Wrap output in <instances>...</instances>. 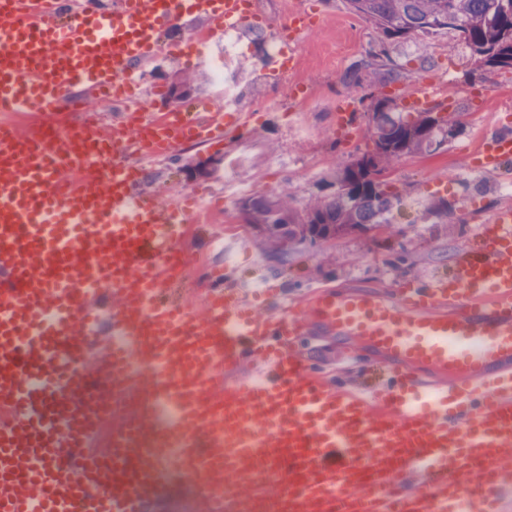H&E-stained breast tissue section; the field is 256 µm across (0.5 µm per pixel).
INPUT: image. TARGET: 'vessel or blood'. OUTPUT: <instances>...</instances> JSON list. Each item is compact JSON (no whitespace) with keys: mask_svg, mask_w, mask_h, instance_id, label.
Wrapping results in <instances>:
<instances>
[{"mask_svg":"<svg viewBox=\"0 0 512 512\" xmlns=\"http://www.w3.org/2000/svg\"><path fill=\"white\" fill-rule=\"evenodd\" d=\"M71 4L0 0V112L34 116L0 129V512H154L174 472L204 512H512V204L481 248L392 297L322 288L262 317L217 273L204 312L163 299L189 213L143 192V164L237 136L241 115L126 111L107 131L87 99L129 100L171 19H262L254 0H82L73 20ZM315 24L291 16L269 74L295 70ZM434 103L426 83L400 99ZM360 134L339 101L337 137ZM509 159L494 135L473 163ZM304 336L379 360L389 386L325 379Z\"/></svg>","mask_w":512,"mask_h":512,"instance_id":"b4317fda","label":"vessel or blood"}]
</instances>
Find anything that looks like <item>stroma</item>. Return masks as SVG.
I'll list each match as a JSON object with an SVG mask.
<instances>
[{"mask_svg": "<svg viewBox=\"0 0 512 512\" xmlns=\"http://www.w3.org/2000/svg\"><path fill=\"white\" fill-rule=\"evenodd\" d=\"M293 2L257 0L265 21L263 42L244 36L234 57L235 66L244 69L240 103L247 131L230 149L221 143L193 145L182 149L175 164L146 163L147 191L166 203L194 187L204 205L227 210V225L195 223L187 246L193 259L223 265L224 282L232 287L248 283L259 289L268 281L291 299L325 287L391 295L406 283L424 281L430 272L448 271L459 251L477 245L486 218L512 202L501 190V171L477 169L461 152L491 128H512V70L479 66L447 32L393 45L352 15L344 0H308L319 22L300 40L299 77L311 95L299 116L289 77L275 80L259 71L266 61L263 47L287 23ZM189 37L180 23L167 29L163 40L170 53L139 67V101L151 104L154 89H168L176 75L197 87L181 101V109L219 102L214 69L224 56V34L215 32L203 52L179 54ZM388 70L394 79L381 81L380 73ZM426 81L434 83L437 96L453 95L460 109L448 114L453 133L439 149L387 163L384 189L399 204L386 224L295 244L276 260L238 204L225 203L224 176L230 171L254 180L257 194L288 199L297 209L332 195L336 170L374 150L366 132L352 145L337 140V100L352 95L366 109L374 100L394 98L398 89ZM441 199L448 202L447 216L430 214V206Z\"/></svg>", "mask_w": 512, "mask_h": 512, "instance_id": "stroma-1", "label": "stroma"}]
</instances>
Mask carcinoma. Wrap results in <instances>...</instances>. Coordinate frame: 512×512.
Segmentation results:
<instances>
[{"label":"carcinoma","instance_id":"carcinoma-1","mask_svg":"<svg viewBox=\"0 0 512 512\" xmlns=\"http://www.w3.org/2000/svg\"><path fill=\"white\" fill-rule=\"evenodd\" d=\"M352 13L370 21L393 44L422 34L451 32L489 68H512V0H346ZM369 130L375 151L337 176L339 189L315 206L298 211L279 197L252 196L240 210L266 230L274 243L325 240L351 229L371 227L394 207L382 188L380 163L405 153L441 146L448 137L442 122L422 112L414 120L392 116L389 100L371 108Z\"/></svg>","mask_w":512,"mask_h":512}]
</instances>
